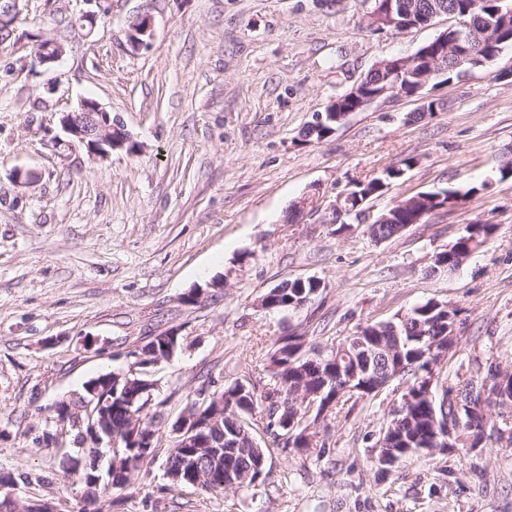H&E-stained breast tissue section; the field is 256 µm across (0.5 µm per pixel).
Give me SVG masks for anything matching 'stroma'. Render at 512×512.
Here are the masks:
<instances>
[{"instance_id":"stroma-1","label":"stroma","mask_w":512,"mask_h":512,"mask_svg":"<svg viewBox=\"0 0 512 512\" xmlns=\"http://www.w3.org/2000/svg\"><path fill=\"white\" fill-rule=\"evenodd\" d=\"M372 0H15L0 41V471L33 476L20 502L77 512L62 462L81 439L56 423L59 402L126 367L162 332L180 346L153 367L157 454L102 512H512V446L491 438L455 453L413 455L389 470L375 442L404 384L328 419L326 450L286 452L257 429L266 478L221 494L172 488L173 426L203 382L269 380L266 352L296 333L326 345L430 300L456 311L441 375L493 358L512 369V47L488 67L433 81L440 102L381 99L326 137L307 125L380 60L413 55L447 17L408 33L369 26ZM98 13L85 36L74 20ZM154 18L150 48L126 37ZM65 49L33 62L38 39ZM96 99L139 149L95 161L69 145L61 112ZM414 165L367 202L373 214L421 192L468 190L422 223L377 241L337 232L330 206L357 181ZM304 197L316 206L289 220ZM494 232L455 273H432L477 222ZM224 286L187 294L215 276ZM320 290L295 312L260 300L288 280Z\"/></svg>"}]
</instances>
